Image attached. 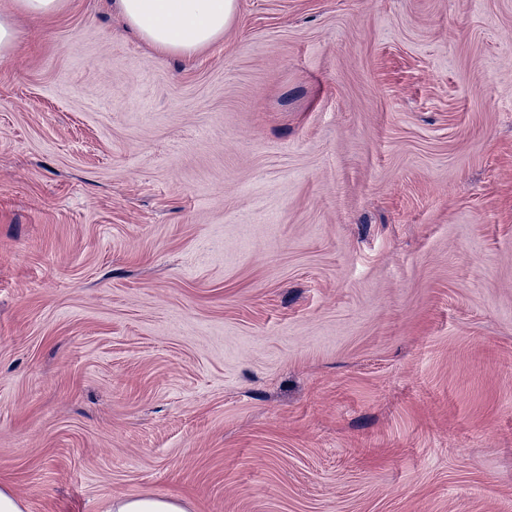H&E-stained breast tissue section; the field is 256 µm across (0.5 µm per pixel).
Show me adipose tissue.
I'll return each instance as SVG.
<instances>
[{"instance_id":"1","label":"adipose tissue","mask_w":512,"mask_h":512,"mask_svg":"<svg viewBox=\"0 0 512 512\" xmlns=\"http://www.w3.org/2000/svg\"><path fill=\"white\" fill-rule=\"evenodd\" d=\"M63 0H13L0 13V59L18 41L17 16L46 18ZM112 9L157 54L193 57L218 42L233 22L237 0H112Z\"/></svg>"}]
</instances>
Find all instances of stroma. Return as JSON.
I'll list each match as a JSON object with an SVG mask.
<instances>
[{"label": "stroma", "mask_w": 512, "mask_h": 512, "mask_svg": "<svg viewBox=\"0 0 512 512\" xmlns=\"http://www.w3.org/2000/svg\"><path fill=\"white\" fill-rule=\"evenodd\" d=\"M0 59V486L25 512H512V0H107ZM127 27L157 54L193 57L224 37L237 0H113ZM106 512H189L183 501L168 496L124 495L114 498Z\"/></svg>", "instance_id": "35a3bbf8"}]
</instances>
